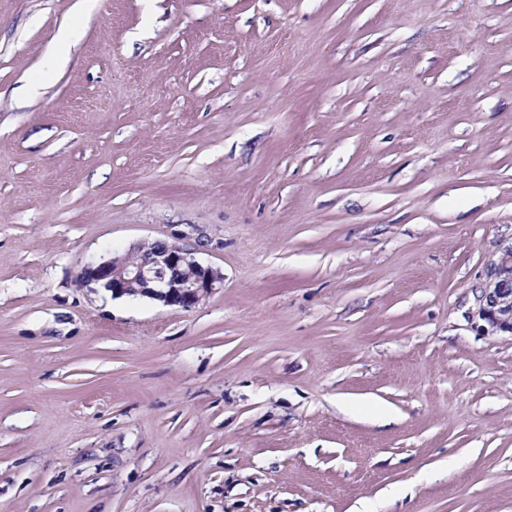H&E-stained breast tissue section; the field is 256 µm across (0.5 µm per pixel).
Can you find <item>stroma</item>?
<instances>
[{"mask_svg": "<svg viewBox=\"0 0 512 512\" xmlns=\"http://www.w3.org/2000/svg\"><path fill=\"white\" fill-rule=\"evenodd\" d=\"M509 245L512 0H0V512H512ZM123 255L88 262L81 275L112 297H146L164 306L192 310L224 286V276L204 265L193 249L156 240ZM475 301L472 320L486 323L476 325L477 329L486 334H512V245L490 263L484 282L475 290Z\"/></svg>", "mask_w": 512, "mask_h": 512, "instance_id": "1", "label": "stroma"}]
</instances>
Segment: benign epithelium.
I'll return each instance as SVG.
<instances>
[{
	"instance_id": "7a95c632",
	"label": "benign epithelium",
	"mask_w": 512,
	"mask_h": 512,
	"mask_svg": "<svg viewBox=\"0 0 512 512\" xmlns=\"http://www.w3.org/2000/svg\"><path fill=\"white\" fill-rule=\"evenodd\" d=\"M81 275L115 298L146 297L165 306L192 310L224 288V276L201 263L192 249L156 240L138 244L123 255L88 262ZM472 318L486 334H512V245L501 250L475 289Z\"/></svg>"
}]
</instances>
